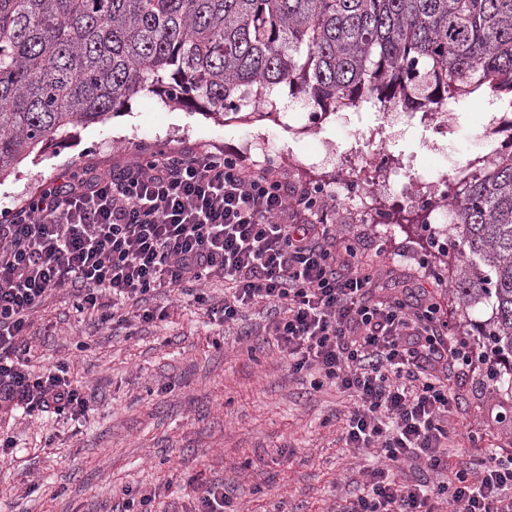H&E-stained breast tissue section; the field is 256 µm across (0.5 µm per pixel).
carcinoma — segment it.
<instances>
[{"label": "carcinoma", "instance_id": "1", "mask_svg": "<svg viewBox=\"0 0 512 512\" xmlns=\"http://www.w3.org/2000/svg\"><path fill=\"white\" fill-rule=\"evenodd\" d=\"M280 87L315 112L512 95V0H0V175L141 91L222 117ZM449 203L452 298L489 307L483 336L512 357V156L460 173ZM492 384L512 395V363Z\"/></svg>", "mask_w": 512, "mask_h": 512}]
</instances>
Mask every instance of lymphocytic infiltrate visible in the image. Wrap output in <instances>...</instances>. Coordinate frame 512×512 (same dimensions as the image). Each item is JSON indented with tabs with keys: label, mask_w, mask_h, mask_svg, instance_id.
Masks as SVG:
<instances>
[{
	"label": "lymphocytic infiltrate",
	"mask_w": 512,
	"mask_h": 512,
	"mask_svg": "<svg viewBox=\"0 0 512 512\" xmlns=\"http://www.w3.org/2000/svg\"><path fill=\"white\" fill-rule=\"evenodd\" d=\"M336 259V226L317 189H289L265 167L228 153L139 155L109 173L86 168L52 182L22 205L0 209V414L87 418L95 392L61 361L32 368V317L55 293L98 323L169 318L186 283L224 279L231 293L210 305L215 325L243 307L275 311V336L292 370L316 369L356 403L346 443L375 451L364 492L344 512H512V448H495L478 475L430 481L448 468V420L459 409L448 381L477 357L448 334L430 291L416 309L372 301L374 280L346 246ZM168 303L150 306L159 292ZM409 463L419 478L400 481Z\"/></svg>",
	"instance_id": "lymphocytic-infiltrate-1"
}]
</instances>
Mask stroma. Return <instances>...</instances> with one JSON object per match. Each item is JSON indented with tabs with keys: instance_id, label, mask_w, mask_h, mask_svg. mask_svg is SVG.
I'll list each match as a JSON object with an SVG mask.
<instances>
[{
	"instance_id": "stroma-1",
	"label": "stroma",
	"mask_w": 512,
	"mask_h": 512,
	"mask_svg": "<svg viewBox=\"0 0 512 512\" xmlns=\"http://www.w3.org/2000/svg\"><path fill=\"white\" fill-rule=\"evenodd\" d=\"M382 109L365 103L364 118L349 108L313 124L308 99L283 93L271 114L245 108L217 119L144 91L105 121L68 127L62 138L37 145L0 177V209L83 168L108 172L146 150L231 152L242 164L270 166L293 186L323 181L338 241L361 239L358 259L383 296L424 279L453 336L477 344L490 311L458 309L428 218L409 206L405 189L411 178L464 169L485 142L511 136L499 119L512 105L495 100L490 116L464 111L439 151L426 148L422 125L399 133L382 125ZM383 148L408 165L407 174L391 175L381 194L363 183L360 197L347 201L335 181L340 155ZM381 207L389 223H367L364 210ZM421 258L428 263L422 276ZM74 304L56 295L35 314L32 359L39 366L72 361L80 383L97 393L96 410L80 421L48 416L26 425L0 415V434L17 439L12 458L0 460V512H110L126 486L157 491L159 512H185L194 477L223 485L232 512H340L360 494L362 472L377 459L345 444L351 394L319 384L315 370L289 368L268 333L272 309L248 307L218 327L189 304L165 322L101 328ZM475 367L477 382L448 426L445 482L477 471L490 445L512 443V399L492 392L487 362ZM32 483L36 491L27 492Z\"/></svg>"
}]
</instances>
